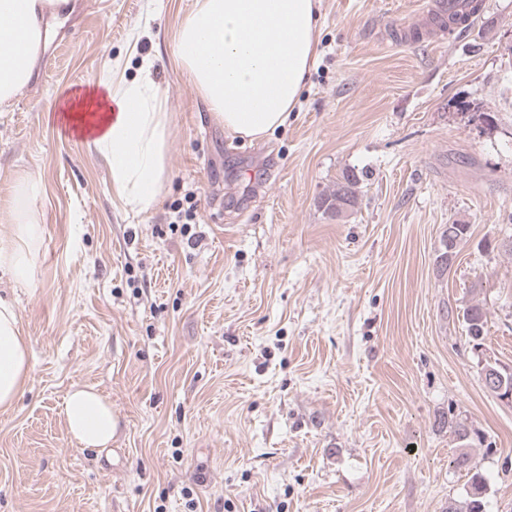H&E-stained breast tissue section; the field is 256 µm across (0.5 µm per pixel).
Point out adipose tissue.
<instances>
[{
	"label": "adipose tissue",
	"instance_id": "ef3b65f1",
	"mask_svg": "<svg viewBox=\"0 0 512 512\" xmlns=\"http://www.w3.org/2000/svg\"><path fill=\"white\" fill-rule=\"evenodd\" d=\"M62 0H0V108L25 94L47 38V19ZM318 0H193L173 37L172 57L225 132L264 139L285 124L318 55ZM130 55L139 56L137 48ZM128 80L104 68L62 110L71 131L107 160L112 192L123 206L151 209L166 180L170 135L164 98L153 74L156 59L139 56ZM41 230L21 208L0 232V273L29 280ZM30 370V347L12 300L0 296V410L13 406ZM66 429L82 448H103L116 418L95 388H77L64 403Z\"/></svg>",
	"mask_w": 512,
	"mask_h": 512
}]
</instances>
